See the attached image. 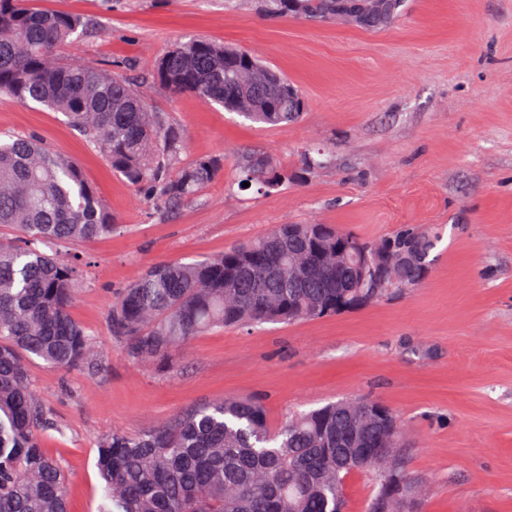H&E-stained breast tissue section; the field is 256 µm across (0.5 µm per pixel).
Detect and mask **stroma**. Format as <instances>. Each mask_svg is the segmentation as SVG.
Wrapping results in <instances>:
<instances>
[{
  "mask_svg": "<svg viewBox=\"0 0 512 512\" xmlns=\"http://www.w3.org/2000/svg\"><path fill=\"white\" fill-rule=\"evenodd\" d=\"M261 0H29L83 17L65 53L142 82L184 132L181 157H220L193 203L157 213L64 117L0 95V133H37L75 159L120 232L76 244L87 265L71 304L98 373L31 364L58 424L43 436L70 512H97L98 440L142 431L194 404L254 397L270 428L342 398L379 400L401 425L418 512H512V0H405L379 30L266 15ZM248 50L301 90L302 118L245 121L146 81L180 38ZM262 154L288 180L263 192L237 168ZM317 165L306 168L303 154ZM278 224H335L376 242L438 231L430 267L392 298L293 324L195 337L164 375L128 360L112 301L160 261L190 262Z\"/></svg>",
  "mask_w": 512,
  "mask_h": 512,
  "instance_id": "stroma-1",
  "label": "stroma"
}]
</instances>
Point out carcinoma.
<instances>
[{
  "label": "carcinoma",
  "instance_id": "cac0c4a2",
  "mask_svg": "<svg viewBox=\"0 0 512 512\" xmlns=\"http://www.w3.org/2000/svg\"><path fill=\"white\" fill-rule=\"evenodd\" d=\"M269 16H336V0H262ZM358 22L389 25L402 0ZM77 16L0 0V93L62 114L145 198L168 213L194 202L224 172L218 157L185 162L183 134L126 77L63 60L60 49L83 35ZM266 68L246 50L200 37L178 41L154 64L151 78L172 95L258 124L300 118L304 101L287 78L270 70L269 89L251 90ZM285 176L265 156L240 168L239 182L266 189ZM18 236L0 242V512H68L66 474L42 447L57 428L35 396L30 364L94 375L99 363L70 307L86 262L58 248L123 228L68 156L34 134L0 140V227ZM332 224H278L261 238L193 262H157L112 302V336L125 355L166 374L195 337L215 328H249L321 318L390 298L395 288H349L350 266L336 269ZM392 250L415 247L399 270L416 283L426 272L436 235L413 228L387 240ZM301 258L325 265L324 275L288 278ZM352 400L290 417L271 431L262 404L225 397L191 406L151 428L115 430L97 445L103 496L98 512H342L344 482L358 472L379 484L368 512H417L421 482L404 468L400 448L376 447L387 422L357 425Z\"/></svg>",
  "mask_w": 512,
  "mask_h": 512
}]
</instances>
